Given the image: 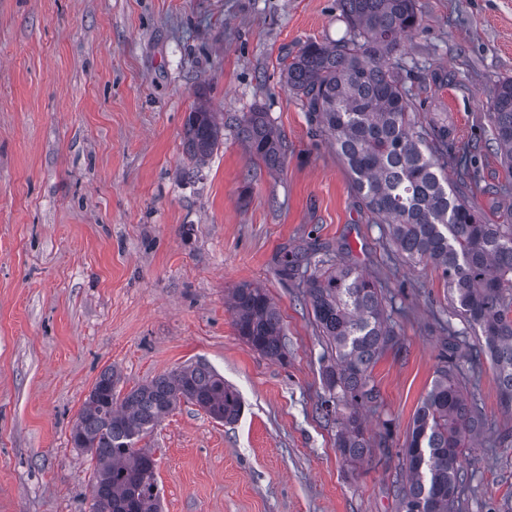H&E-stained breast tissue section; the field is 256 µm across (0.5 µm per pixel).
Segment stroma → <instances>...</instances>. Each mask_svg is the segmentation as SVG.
<instances>
[{
    "label": "stroma",
    "mask_w": 512,
    "mask_h": 512,
    "mask_svg": "<svg viewBox=\"0 0 512 512\" xmlns=\"http://www.w3.org/2000/svg\"><path fill=\"white\" fill-rule=\"evenodd\" d=\"M418 33L396 53L416 117L477 145L467 190L493 215L504 170L489 91L512 78V0H416ZM338 0H0V512H90L92 467L72 425L106 367L128 392L203 363L239 392L225 424L184 402L146 443L163 512H398L406 434L451 341L481 419L463 466L466 512H512V429L489 361L432 265L396 250L327 133L280 79L306 41L333 42ZM224 143L191 166L184 121L198 101ZM268 112L283 169L253 158L235 120ZM366 272L395 332L363 417L371 451L337 446L327 349L282 249ZM263 287L285 361L237 334L225 302Z\"/></svg>",
    "instance_id": "obj_1"
}]
</instances>
